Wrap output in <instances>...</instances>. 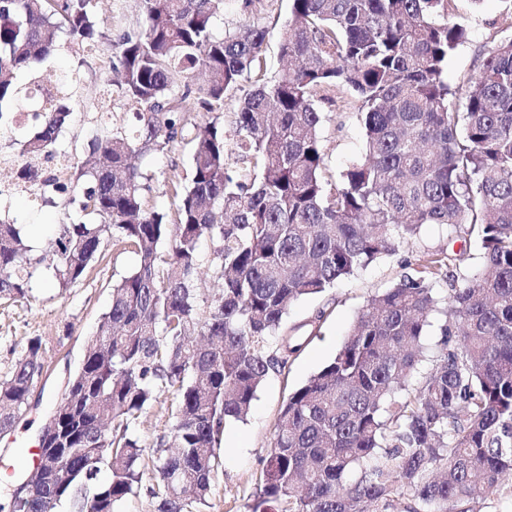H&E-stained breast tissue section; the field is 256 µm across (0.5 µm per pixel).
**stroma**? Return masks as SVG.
I'll use <instances>...</instances> for the list:
<instances>
[{
    "label": "stroma",
    "mask_w": 512,
    "mask_h": 512,
    "mask_svg": "<svg viewBox=\"0 0 512 512\" xmlns=\"http://www.w3.org/2000/svg\"><path fill=\"white\" fill-rule=\"evenodd\" d=\"M512 11V0H482L472 6L470 0H456L453 19L465 25L466 42L449 56L445 78L459 92H466L468 81L477 73L487 51L506 34L502 16ZM290 14V0H257L253 15H244L241 0H224V11L213 24V33L221 37L255 20L269 29L263 52L267 78L279 75L282 62L279 45ZM53 75L74 84L82 98L74 106L69 124L61 132L56 148L72 162L83 161L97 130V114L104 102L106 82L112 79L107 51L78 54L63 49L50 61ZM326 114L322 136L327 146L325 164L328 172L340 174L365 150V133L357 116L354 98L336 89L321 102ZM206 113L189 112L184 116L182 137L168 149L147 152L137 158L141 172L149 176L144 196L148 207L171 212L176 204L167 193L169 180L188 181L191 167V138L194 125L205 121ZM74 216L64 205L44 206L27 195L14 197L9 217L24 227L35 250H43L56 237L59 225ZM445 250L454 260L450 272L455 278L473 277L482 265L478 240L465 235H451L448 227L423 225L417 237L401 244L354 275L342 278L324 293L302 298L290 308L286 329L310 320L318 327L303 351L289 360L284 369L270 374L259 387L248 416L226 424L220 455V467L211 486L208 505L203 512H247L259 494L263 459L271 445L280 411L290 393L311 375L329 363L341 349L363 307L375 295L393 287L412 274V265L422 253ZM136 264L134 253L107 251L82 281L66 291L56 288L44 274L36 275L28 298L0 301V377H5L25 355L30 342L40 339L44 359L41 379L32 389L29 408L11 432L0 436V504L7 501L14 486L26 480L14 455L16 448H34L39 434L60 402L67 384L83 358L85 342L96 330L103 312L111 302V285ZM168 427L165 400L153 402L132 424L140 439L143 467L142 481L119 506V512H155L151 488L157 476L150 461L156 455L157 440Z\"/></svg>",
    "instance_id": "35a3bbf8"
}]
</instances>
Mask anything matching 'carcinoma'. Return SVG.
<instances>
[{"instance_id": "carcinoma-1", "label": "carcinoma", "mask_w": 512, "mask_h": 512, "mask_svg": "<svg viewBox=\"0 0 512 512\" xmlns=\"http://www.w3.org/2000/svg\"><path fill=\"white\" fill-rule=\"evenodd\" d=\"M142 18L118 34L91 0H0V127L30 100L15 72L42 66L61 47L104 48L120 74L118 97L135 107L137 135L106 120L90 156L70 167L54 246L35 255L21 227L0 218V299H24L46 270L67 289L105 257L132 249L137 266L112 284V299L69 399L54 410L65 448L51 478L9 496L10 512H116L141 481L130 421L162 392L169 426L152 460L155 512L206 505L226 423L248 414L258 387L305 347L279 336L290 307L320 294L415 237L425 224L481 240L482 268L436 293L450 277L444 250L426 252L414 274L363 309L335 358L292 392L264 459L251 512H479L512 470V35L484 57L460 96L444 79L467 38L455 0H290L278 78L263 74L268 28L211 33L224 0H141ZM353 93L364 155L337 179L326 175L321 136L326 91ZM239 95L236 145L258 183L227 167L224 98ZM195 127L191 176L171 183L174 218L145 206L148 189L131 159L162 151L188 112ZM66 107L38 108L17 178L48 188L47 165ZM215 244L216 292L198 285L201 239ZM439 354L424 380L431 315ZM277 340L270 349V341ZM41 341L0 379V435L28 409L42 377ZM109 479L102 483V469ZM360 470L354 480L347 475Z\"/></svg>"}]
</instances>
